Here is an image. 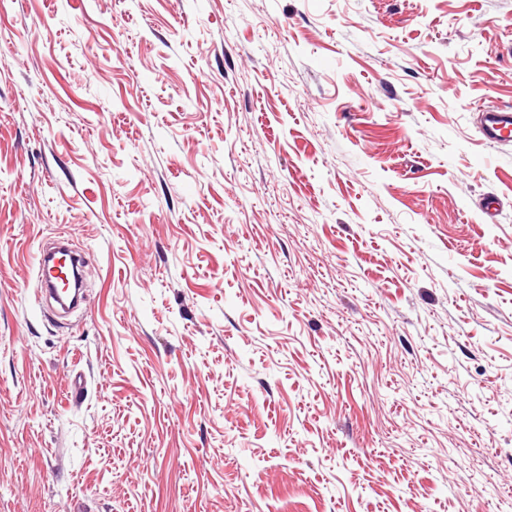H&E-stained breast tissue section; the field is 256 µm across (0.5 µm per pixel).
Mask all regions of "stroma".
I'll return each instance as SVG.
<instances>
[{
    "mask_svg": "<svg viewBox=\"0 0 512 512\" xmlns=\"http://www.w3.org/2000/svg\"><path fill=\"white\" fill-rule=\"evenodd\" d=\"M482 106L512 0H0V512H512ZM57 250L58 246L40 250L37 274L42 286L49 285L48 278H53L60 270L63 272V262L54 256Z\"/></svg>",
    "mask_w": 512,
    "mask_h": 512,
    "instance_id": "stroma-1",
    "label": "stroma"
}]
</instances>
